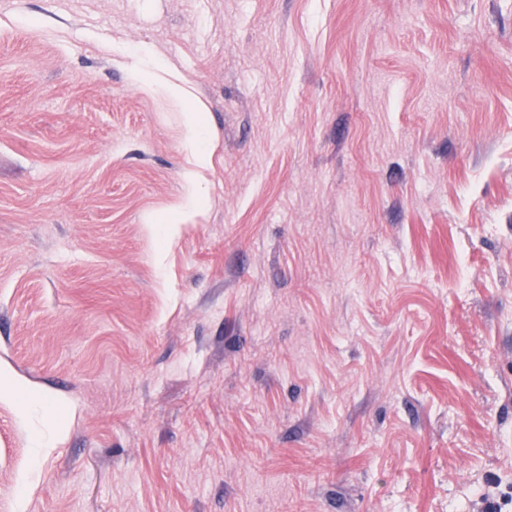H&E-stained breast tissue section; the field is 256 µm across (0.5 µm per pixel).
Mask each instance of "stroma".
<instances>
[{
  "instance_id": "stroma-1",
  "label": "stroma",
  "mask_w": 512,
  "mask_h": 512,
  "mask_svg": "<svg viewBox=\"0 0 512 512\" xmlns=\"http://www.w3.org/2000/svg\"><path fill=\"white\" fill-rule=\"evenodd\" d=\"M0 365V512H512V0H0Z\"/></svg>"
}]
</instances>
